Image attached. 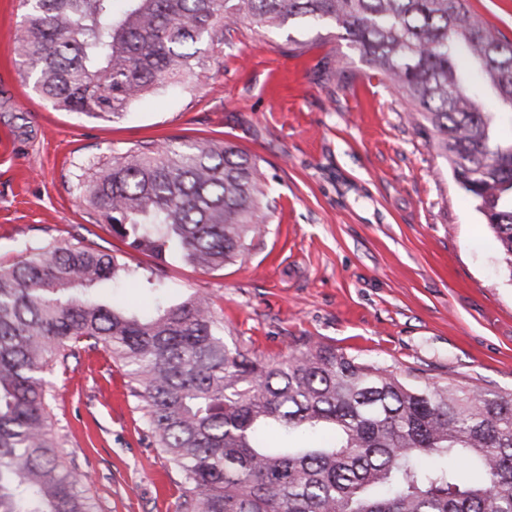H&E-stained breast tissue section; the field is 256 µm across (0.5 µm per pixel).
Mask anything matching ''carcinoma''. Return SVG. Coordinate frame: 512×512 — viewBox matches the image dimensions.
Masks as SVG:
<instances>
[{"mask_svg": "<svg viewBox=\"0 0 512 512\" xmlns=\"http://www.w3.org/2000/svg\"><path fill=\"white\" fill-rule=\"evenodd\" d=\"M23 0L17 56L35 92L112 121L207 70L249 21L334 25L405 104L494 232L512 280V141L499 142L464 54L512 111V42L466 0ZM83 197L131 250L213 271L242 260L276 208L255 159L209 140L137 144L90 166ZM119 277L81 240L0 266V512H98L91 476L48 431L47 380L83 348L127 368L155 447L179 469L176 512H512V389L404 376L307 341L250 357L194 293L137 315L93 295ZM463 466L475 478L462 482Z\"/></svg>", "mask_w": 512, "mask_h": 512, "instance_id": "1", "label": "carcinoma"}]
</instances>
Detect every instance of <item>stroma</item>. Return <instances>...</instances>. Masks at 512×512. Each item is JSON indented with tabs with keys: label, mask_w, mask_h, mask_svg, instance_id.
<instances>
[{
	"label": "stroma",
	"mask_w": 512,
	"mask_h": 512,
	"mask_svg": "<svg viewBox=\"0 0 512 512\" xmlns=\"http://www.w3.org/2000/svg\"><path fill=\"white\" fill-rule=\"evenodd\" d=\"M25 8L0 0V264L77 238L128 271L104 302L149 309L208 295L224 334L281 360L308 338L436 381L512 388V280L475 202L405 119L396 94L334 26L242 23L191 86L146 97L115 121L54 109L21 76ZM307 44L300 56L290 40ZM344 58L340 87L320 62ZM227 142L254 158L276 208L244 261L216 271L159 261L103 231L76 188L83 168L139 143ZM50 429L100 512H175L180 474L155 448L125 367L82 350L46 375ZM119 395L109 404L108 392Z\"/></svg>",
	"instance_id": "1"
}]
</instances>
